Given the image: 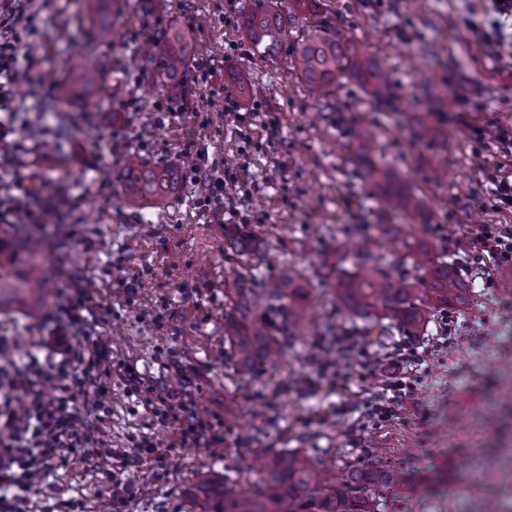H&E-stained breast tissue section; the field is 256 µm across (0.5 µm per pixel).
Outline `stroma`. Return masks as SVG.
<instances>
[{"mask_svg":"<svg viewBox=\"0 0 512 512\" xmlns=\"http://www.w3.org/2000/svg\"><path fill=\"white\" fill-rule=\"evenodd\" d=\"M252 0H127L118 42L99 38L89 0H46L47 36L27 49L30 74L15 87L27 119L53 132L73 130L56 152L37 139L9 175L34 184V208L56 210L61 239H49L48 297L37 313L0 312L11 357L51 356L41 347L58 286L91 282L92 337L112 357L105 415L89 410L106 452L55 468L21 512H193L199 475L245 487L262 477L261 456L300 449L315 464L345 474L380 464L411 474L451 471L443 493L385 496L380 512H478L488 484L512 469V267L483 257L487 225L512 227V206H497L491 174L512 181V47L484 41L466 24L489 0H326L337 27L388 69L393 103L382 124L359 85L347 80L320 99L302 89L287 50L266 63L239 37ZM190 33L195 59L214 77L188 75L186 96L172 97L143 44L163 46L173 25ZM103 72L101 111L78 104L46 108L54 81L74 52ZM251 84L236 114L226 109L230 71ZM440 97L424 98L420 74ZM428 112L437 135H419L413 115ZM379 130L378 160L426 208L416 226L474 287L464 305L435 316L424 334L361 339L355 351L324 355L318 337L261 365L249 377L224 360V227L251 224L272 246L264 279L284 267L307 276L352 269L366 252L403 268L397 245L344 232L373 224L377 204L354 171L356 136ZM176 163L190 157L199 177L183 176L168 207L141 221L120 206L118 175L129 151ZM224 178L221 206L205 205L210 179ZM82 223H72L71 213ZM493 273L495 287L483 285ZM426 360L414 394L392 418L367 416L366 404L402 374L389 362L400 343ZM182 394L220 443L183 441L178 422L149 401ZM143 439L153 458L138 456Z\"/></svg>","mask_w":512,"mask_h":512,"instance_id":"stroma-1","label":"stroma"}]
</instances>
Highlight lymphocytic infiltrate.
Wrapping results in <instances>:
<instances>
[{
  "mask_svg": "<svg viewBox=\"0 0 512 512\" xmlns=\"http://www.w3.org/2000/svg\"><path fill=\"white\" fill-rule=\"evenodd\" d=\"M39 11L35 0H11L0 12L1 172L17 164L13 86L22 48L44 34ZM61 298L51 331L64 346L59 363L33 358L17 365L5 357L9 338L0 336V512H21L44 476L70 458L87 455L94 445L81 417L90 397L87 382L111 375L112 359L99 342H76L90 329L89 295L82 280L67 282Z\"/></svg>",
  "mask_w": 512,
  "mask_h": 512,
  "instance_id": "lymphocytic-infiltrate-1",
  "label": "lymphocytic infiltrate"
}]
</instances>
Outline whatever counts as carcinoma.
I'll return each mask as SVG.
<instances>
[{"mask_svg": "<svg viewBox=\"0 0 512 512\" xmlns=\"http://www.w3.org/2000/svg\"><path fill=\"white\" fill-rule=\"evenodd\" d=\"M311 25L295 36L278 0H261L240 27L243 40L272 56L286 40L302 87L316 98L344 78L355 80L378 107L389 103L390 79L385 68L356 40L344 35L324 11V0H294ZM106 0H94L92 23L99 35L109 36L119 14L109 13ZM193 43L180 27L171 28L159 50L147 47L143 57L152 61L162 82L175 96L185 93L186 74ZM103 76L73 57L71 77L57 83L56 101H78L87 112L102 100ZM355 172L368 184L379 205L380 218L402 213L415 220L424 215L420 201L390 169L377 164L376 137L357 134ZM182 164L159 165L141 154L127 155L120 174L127 206L145 217L161 210L180 190ZM377 236L397 242L415 274L392 278L382 257L363 256L351 272L339 271L332 283L344 312L361 323L362 336H388L395 329L419 331L435 314L465 303L470 286L455 264L438 258L432 242L418 237L410 224L366 225ZM267 241L250 224L224 225V360L236 373L249 376L271 357L292 347L315 331L324 349L336 347L340 330L315 324L311 314V282L295 270L283 269L273 280L259 276L258 265ZM45 250L41 238L29 235L5 243L0 239V309L35 310L44 297L42 276ZM266 477L245 491H237L209 477L196 487L194 504L199 512H379L385 493L405 491L413 478L400 470L373 464L353 468L338 482L328 469L316 467L298 450L283 451L264 462Z\"/></svg>", "mask_w": 512, "mask_h": 512, "instance_id": "cac0c4a2", "label": "carcinoma"}]
</instances>
